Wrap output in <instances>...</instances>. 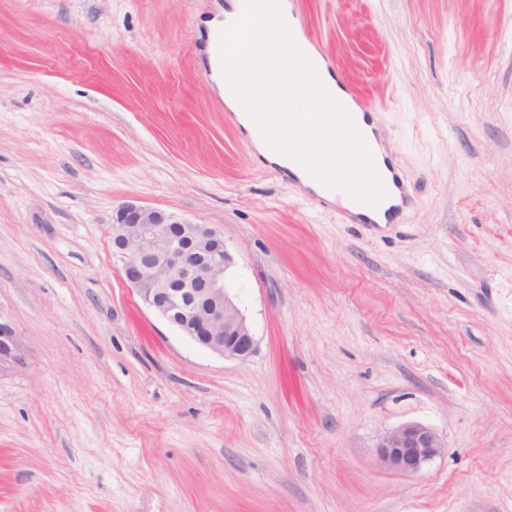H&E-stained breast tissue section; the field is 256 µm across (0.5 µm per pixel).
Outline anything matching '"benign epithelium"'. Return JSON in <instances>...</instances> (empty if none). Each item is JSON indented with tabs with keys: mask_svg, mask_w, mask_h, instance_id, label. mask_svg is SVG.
<instances>
[{
	"mask_svg": "<svg viewBox=\"0 0 512 512\" xmlns=\"http://www.w3.org/2000/svg\"><path fill=\"white\" fill-rule=\"evenodd\" d=\"M112 244L127 281L150 309L221 357L251 356L255 338L228 286L233 258L217 230L127 202L112 216ZM20 347L19 337L0 323V365L16 359ZM444 448L438 432L422 423L404 424L378 443L386 468L411 475Z\"/></svg>",
	"mask_w": 512,
	"mask_h": 512,
	"instance_id": "obj_1",
	"label": "benign epithelium"
}]
</instances>
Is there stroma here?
<instances>
[{
    "label": "stroma",
    "mask_w": 512,
    "mask_h": 512,
    "mask_svg": "<svg viewBox=\"0 0 512 512\" xmlns=\"http://www.w3.org/2000/svg\"><path fill=\"white\" fill-rule=\"evenodd\" d=\"M410 185L348 224L203 75L215 0H0V512H512V0H294ZM216 229L254 334L218 356L112 248ZM415 475L376 444L406 423ZM20 339L5 324L0 323V365L17 358L20 352ZM446 447L438 432L422 423L404 424L385 433L378 443L382 464L402 474H417Z\"/></svg>",
    "instance_id": "1"
}]
</instances>
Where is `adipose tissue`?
Returning a JSON list of instances; mask_svg holds the SVG:
<instances>
[{"label": "adipose tissue", "instance_id": "adipose-tissue-1", "mask_svg": "<svg viewBox=\"0 0 512 512\" xmlns=\"http://www.w3.org/2000/svg\"><path fill=\"white\" fill-rule=\"evenodd\" d=\"M219 28L226 34L224 59L238 79L211 80L257 151L310 188L323 178L359 187L365 162L357 136L329 118L337 84L313 48L294 52L299 32L289 0H232L222 19L205 23L207 33Z\"/></svg>", "mask_w": 512, "mask_h": 512}]
</instances>
